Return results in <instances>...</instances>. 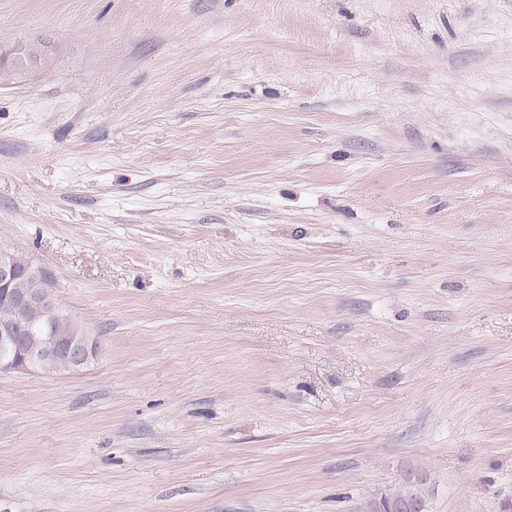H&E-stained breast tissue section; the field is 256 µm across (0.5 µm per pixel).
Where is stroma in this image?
Masks as SVG:
<instances>
[{
	"mask_svg": "<svg viewBox=\"0 0 512 512\" xmlns=\"http://www.w3.org/2000/svg\"><path fill=\"white\" fill-rule=\"evenodd\" d=\"M0 245L97 357L0 371V512L512 498V0H0Z\"/></svg>",
	"mask_w": 512,
	"mask_h": 512,
	"instance_id": "1",
	"label": "stroma"
}]
</instances>
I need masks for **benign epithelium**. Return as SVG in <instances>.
<instances>
[{"mask_svg":"<svg viewBox=\"0 0 512 512\" xmlns=\"http://www.w3.org/2000/svg\"><path fill=\"white\" fill-rule=\"evenodd\" d=\"M17 276L14 251L0 245V368L36 371L44 363H60L77 370L93 361L99 350L95 336H56L42 349L29 347L28 337L36 331L22 322V314L29 308H41L55 315L60 306L39 288H12Z\"/></svg>","mask_w":512,"mask_h":512,"instance_id":"benign-epithelium-1","label":"benign epithelium"}]
</instances>
